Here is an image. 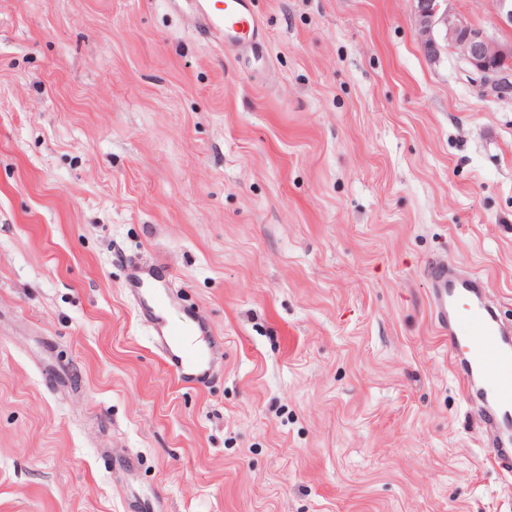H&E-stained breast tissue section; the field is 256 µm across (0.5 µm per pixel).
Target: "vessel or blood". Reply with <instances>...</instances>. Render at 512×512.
<instances>
[{
  "instance_id": "1",
  "label": "vessel or blood",
  "mask_w": 512,
  "mask_h": 512,
  "mask_svg": "<svg viewBox=\"0 0 512 512\" xmlns=\"http://www.w3.org/2000/svg\"><path fill=\"white\" fill-rule=\"evenodd\" d=\"M251 5V0H207L202 16L208 32L240 42L243 54L261 53ZM430 280L435 317L448 327L449 347L463 367L465 383L480 393L485 425L512 435V326L486 304L478 278L457 277L449 264L439 263L431 268ZM128 292L141 315L153 320L156 344L175 377L195 388L207 385L215 362L206 324L192 312L181 323L159 321L170 294L150 269L131 267Z\"/></svg>"
}]
</instances>
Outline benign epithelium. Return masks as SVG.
Segmentation results:
<instances>
[{"mask_svg":"<svg viewBox=\"0 0 512 512\" xmlns=\"http://www.w3.org/2000/svg\"><path fill=\"white\" fill-rule=\"evenodd\" d=\"M421 45L428 58L436 59L445 48L455 50L472 81L499 100L500 89L512 84V42L491 37L479 24L448 8L449 0H412Z\"/></svg>","mask_w":512,"mask_h":512,"instance_id":"benign-epithelium-1","label":"benign epithelium"}]
</instances>
